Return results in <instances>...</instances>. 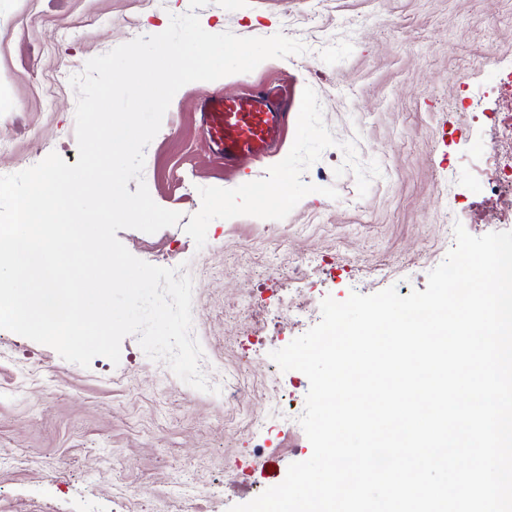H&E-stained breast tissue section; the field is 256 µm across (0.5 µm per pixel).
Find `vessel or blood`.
<instances>
[{"instance_id": "1", "label": "vessel or blood", "mask_w": 512, "mask_h": 512, "mask_svg": "<svg viewBox=\"0 0 512 512\" xmlns=\"http://www.w3.org/2000/svg\"><path fill=\"white\" fill-rule=\"evenodd\" d=\"M290 104L285 93L266 87L229 97L220 92L199 102L200 125L216 158L233 166L244 157H266L280 146Z\"/></svg>"}]
</instances>
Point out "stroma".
<instances>
[{"mask_svg": "<svg viewBox=\"0 0 512 512\" xmlns=\"http://www.w3.org/2000/svg\"><path fill=\"white\" fill-rule=\"evenodd\" d=\"M188 7L0 0V174L52 152L75 164L62 63L159 34ZM197 14L210 33L281 32L307 48L179 89L142 181L181 219L116 233L137 258L192 277L214 390L183 383L133 335L119 364L84 368L0 329V512H228L254 499L312 454L298 422L309 381L271 352L320 321L325 297L425 290L455 243L445 222L512 231V178L488 152L512 151V0H250ZM276 83L293 92L281 152L224 170L199 97Z\"/></svg>", "mask_w": 512, "mask_h": 512, "instance_id": "stroma-1", "label": "stroma"}]
</instances>
